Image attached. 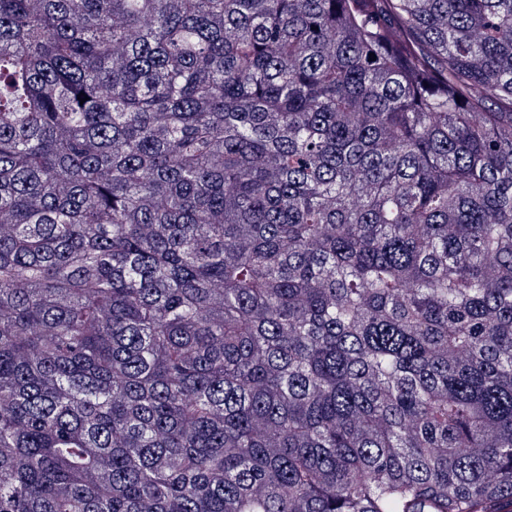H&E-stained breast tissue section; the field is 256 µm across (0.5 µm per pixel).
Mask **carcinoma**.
Wrapping results in <instances>:
<instances>
[{
  "label": "carcinoma",
  "instance_id": "1",
  "mask_svg": "<svg viewBox=\"0 0 512 512\" xmlns=\"http://www.w3.org/2000/svg\"><path fill=\"white\" fill-rule=\"evenodd\" d=\"M0 512H512V0H0Z\"/></svg>",
  "mask_w": 512,
  "mask_h": 512
}]
</instances>
